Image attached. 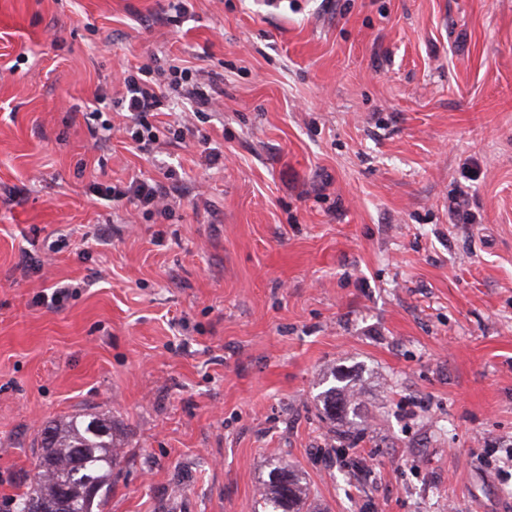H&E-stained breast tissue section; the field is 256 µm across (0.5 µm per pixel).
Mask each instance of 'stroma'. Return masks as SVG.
<instances>
[{
	"instance_id": "1",
	"label": "stroma",
	"mask_w": 512,
	"mask_h": 512,
	"mask_svg": "<svg viewBox=\"0 0 512 512\" xmlns=\"http://www.w3.org/2000/svg\"><path fill=\"white\" fill-rule=\"evenodd\" d=\"M169 4L0 0V497L96 413L103 512H259L274 460L317 512H512V0ZM175 64L223 94L154 151L94 114ZM171 171L170 218L95 191ZM349 384L342 386L333 385L322 391L318 399L323 404V410L332 421L336 420V415L342 417L347 414L349 401L346 396Z\"/></svg>"
}]
</instances>
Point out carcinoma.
Segmentation results:
<instances>
[{
	"mask_svg": "<svg viewBox=\"0 0 512 512\" xmlns=\"http://www.w3.org/2000/svg\"><path fill=\"white\" fill-rule=\"evenodd\" d=\"M336 384L318 395L331 420L347 414L345 376L331 373ZM42 454L22 492L0 500V512H93L112 488L120 448L112 421L99 415H73L41 432ZM262 512H312L305 477L298 469L275 464L262 482Z\"/></svg>",
	"mask_w": 512,
	"mask_h": 512,
	"instance_id": "1",
	"label": "carcinoma"
}]
</instances>
